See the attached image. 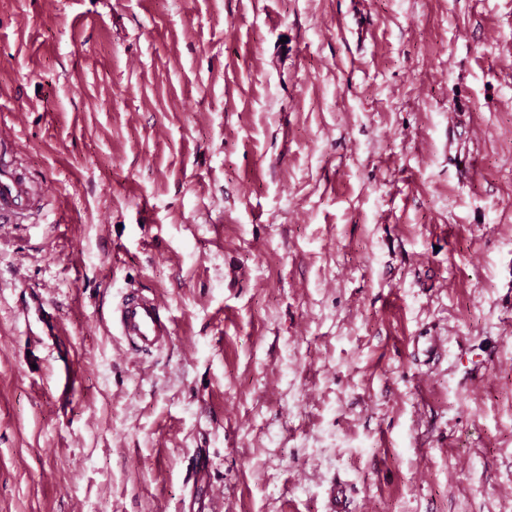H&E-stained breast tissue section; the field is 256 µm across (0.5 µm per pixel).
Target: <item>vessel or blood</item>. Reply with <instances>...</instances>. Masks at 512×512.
<instances>
[{
	"label": "vessel or blood",
	"mask_w": 512,
	"mask_h": 512,
	"mask_svg": "<svg viewBox=\"0 0 512 512\" xmlns=\"http://www.w3.org/2000/svg\"><path fill=\"white\" fill-rule=\"evenodd\" d=\"M42 189L19 162L0 160V224H20L37 209ZM112 323L130 349L147 352L162 348L173 334V320L155 297L139 291L125 294L112 312Z\"/></svg>",
	"instance_id": "b4317fda"
}]
</instances>
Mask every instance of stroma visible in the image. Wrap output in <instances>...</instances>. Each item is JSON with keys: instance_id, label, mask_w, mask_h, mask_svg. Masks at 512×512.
<instances>
[{"instance_id": "1", "label": "stroma", "mask_w": 512, "mask_h": 512, "mask_svg": "<svg viewBox=\"0 0 512 512\" xmlns=\"http://www.w3.org/2000/svg\"><path fill=\"white\" fill-rule=\"evenodd\" d=\"M0 127V512H512V0H0ZM42 188L28 177L18 161L0 156V224H22L37 209ZM112 324L135 352L162 348L173 334V319L153 296L130 291L112 311Z\"/></svg>"}]
</instances>
